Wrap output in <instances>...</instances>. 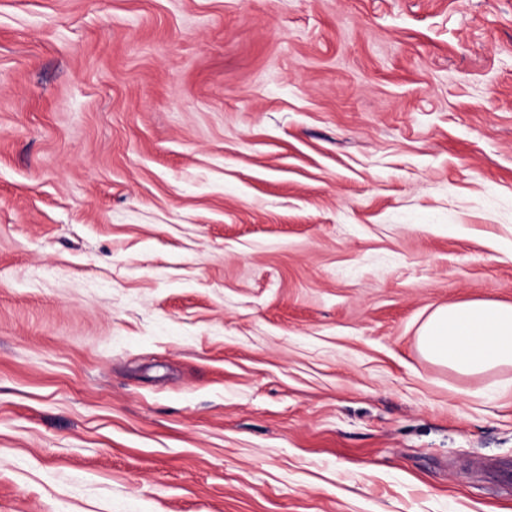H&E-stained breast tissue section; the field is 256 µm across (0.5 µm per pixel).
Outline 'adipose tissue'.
I'll return each mask as SVG.
<instances>
[{
  "instance_id": "ef3b65f1",
  "label": "adipose tissue",
  "mask_w": 512,
  "mask_h": 512,
  "mask_svg": "<svg viewBox=\"0 0 512 512\" xmlns=\"http://www.w3.org/2000/svg\"><path fill=\"white\" fill-rule=\"evenodd\" d=\"M417 348L429 361L463 376L512 367V304L473 300L436 308Z\"/></svg>"
}]
</instances>
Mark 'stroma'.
<instances>
[{
  "label": "stroma",
  "instance_id": "35a3bbf8",
  "mask_svg": "<svg viewBox=\"0 0 512 512\" xmlns=\"http://www.w3.org/2000/svg\"><path fill=\"white\" fill-rule=\"evenodd\" d=\"M512 0H0V512H512ZM417 348L429 361L463 376L512 367V304L473 300L436 308Z\"/></svg>",
  "mask_w": 512,
  "mask_h": 512
}]
</instances>
